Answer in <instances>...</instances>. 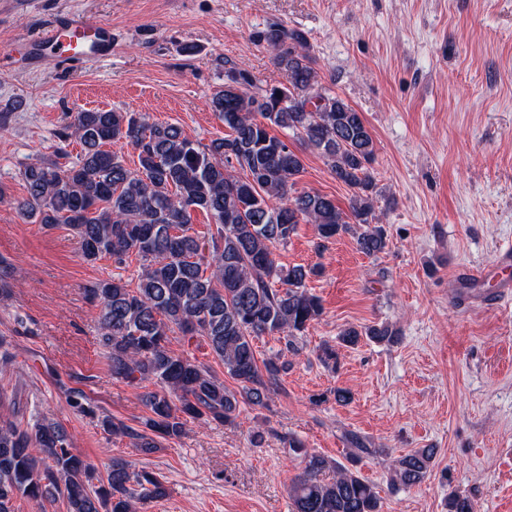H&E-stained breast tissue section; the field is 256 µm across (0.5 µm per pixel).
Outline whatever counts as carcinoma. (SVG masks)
Instances as JSON below:
<instances>
[{"instance_id": "obj_1", "label": "carcinoma", "mask_w": 512, "mask_h": 512, "mask_svg": "<svg viewBox=\"0 0 512 512\" xmlns=\"http://www.w3.org/2000/svg\"><path fill=\"white\" fill-rule=\"evenodd\" d=\"M259 41L288 73V85L262 88L249 71L224 67V87L211 100L224 136L202 144L177 125L137 112L84 110L66 125L65 136L81 145L77 162L62 167L47 158L20 172L27 195L16 209L24 218L68 225L86 261L108 256L122 265L132 254L143 261L137 288L102 280L86 293L98 307L112 376L155 386L142 394L149 410L143 430L103 419V426L129 435L145 456L161 441L179 438L184 417L233 425L241 405H263L277 386L288 363L278 356L258 361L254 339L281 333L292 349L322 313L319 298L306 288L320 269L285 268L275 257L300 222L316 226L320 247L356 225L362 253L387 247L384 228L372 223L376 149L365 117L319 83L303 33L270 23ZM273 128L317 152L336 180L353 190L350 213L325 195L295 189L304 170L301 153ZM119 142L136 151V169L106 149ZM195 211L215 224L206 248L190 233ZM174 328L205 337L237 387L173 354L168 332ZM398 336L386 324L349 326L338 341L353 347L364 337L394 343ZM346 440L352 463L375 453L355 433ZM288 448L304 463L290 488L293 512H381L379 492L357 471L331 465L295 437L288 438ZM433 455L434 449L424 448L401 457L393 480L422 483ZM90 470L62 427L48 423L30 434L0 417V512H13L19 495L41 506L60 494L68 512H137L138 504L167 496L159 476L123 458L112 459L106 477L95 483ZM447 507L475 512L473 502L457 494L448 497Z\"/></svg>"}]
</instances>
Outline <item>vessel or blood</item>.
Segmentation results:
<instances>
[{
	"mask_svg": "<svg viewBox=\"0 0 512 512\" xmlns=\"http://www.w3.org/2000/svg\"><path fill=\"white\" fill-rule=\"evenodd\" d=\"M111 25L90 15L70 11L50 22L30 43V52H52L66 61L83 63L111 57Z\"/></svg>",
	"mask_w": 512,
	"mask_h": 512,
	"instance_id": "b4317fda",
	"label": "vessel or blood"
}]
</instances>
